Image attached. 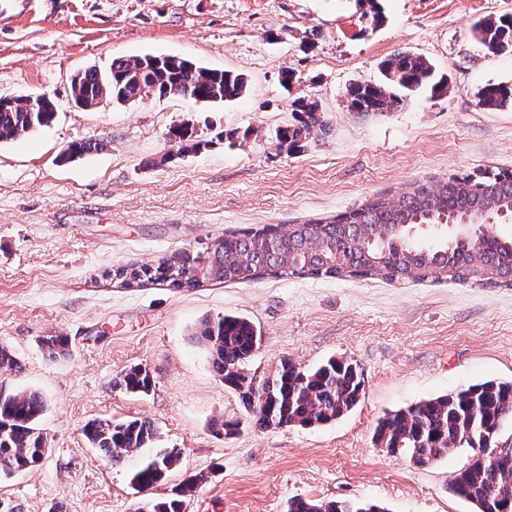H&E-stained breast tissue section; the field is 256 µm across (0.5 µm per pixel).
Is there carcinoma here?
Listing matches in <instances>:
<instances>
[{
	"instance_id": "carcinoma-1",
	"label": "carcinoma",
	"mask_w": 512,
	"mask_h": 512,
	"mask_svg": "<svg viewBox=\"0 0 512 512\" xmlns=\"http://www.w3.org/2000/svg\"><path fill=\"white\" fill-rule=\"evenodd\" d=\"M475 39L490 53L512 48V17H484L471 26ZM377 82L354 84L348 107L355 112H392L408 96L427 89L443 97L448 81L435 65L416 52H397L381 63ZM76 103L92 108L110 99L118 102L180 97L203 102H227L242 97L247 79L231 71L207 69L171 56L115 60L109 72L88 69L71 82ZM478 105L512 108V84L491 83L477 95ZM300 113L298 124L276 131L278 144L301 147L315 128L323 126L317 102L298 98L291 104ZM56 113L46 96L0 99V142H8L49 125ZM177 152L194 150L201 142L188 126L168 131ZM491 210L512 213V170L472 183L459 176L437 186L414 182L409 190L378 196L358 209L303 224L250 227L224 236L204 250H185L159 266L142 264L136 272L140 286L162 282L178 290L199 287L196 271L213 282L250 283L267 277L377 278L405 284L449 279L479 286L512 288V237L494 233L480 239L457 229L436 225L456 217L478 220ZM260 332L242 316L208 318L196 332L212 367L234 390L246 418L259 429L315 427L351 411L362 396L358 367L330 359L313 369L287 360L276 374L252 390L246 362L259 349ZM44 350L52 357L68 352V339L51 336ZM114 385L130 393H146L152 377L134 366L119 374ZM45 411L42 396L21 391L0 397V474L10 475L36 466L46 452L38 427ZM512 417V380L471 384L456 392L427 398L386 414L375 429L377 444L417 465L442 458L449 444L479 451L481 457L460 470L451 492L475 505L477 512H500V492L512 488V458L492 459V443L504 420ZM83 435L91 447L114 464L123 456L151 444L158 431L148 420L125 422L94 419ZM180 451L173 448L143 464L131 483L143 492L160 483L176 467ZM203 477L186 478L173 496L143 498L135 512H185V503ZM367 503L337 500L314 502L292 498L287 512H366Z\"/></svg>"
}]
</instances>
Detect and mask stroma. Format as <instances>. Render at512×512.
I'll use <instances>...</instances> for the list:
<instances>
[{"mask_svg": "<svg viewBox=\"0 0 512 512\" xmlns=\"http://www.w3.org/2000/svg\"><path fill=\"white\" fill-rule=\"evenodd\" d=\"M383 23L363 32L358 0H55L0 14V97L47 95L50 126L0 144V345L19 367L0 369V395L38 392L47 452L32 470L0 476V512H134L132 471L166 448L179 468L153 488L202 483L185 512H286L288 500H373L388 512H474L448 486L475 453L453 448L417 466L375 442L379 419L420 399L489 379H512V288L452 282L265 278L185 291L127 288L114 268L155 264L225 233L297 224L368 199L485 168L512 170V109L478 106L490 82H512V49L488 55L478 18L512 16V0H377ZM448 78L440 100L417 96L395 112L347 106L351 83L379 76L400 51ZM174 55L248 80L232 102L174 97L76 105L71 81L114 59ZM296 79L279 84L282 69ZM318 102L325 125L303 147L280 148L291 100ZM187 123L202 145L172 152L168 129ZM257 130L228 147L218 131ZM75 141L104 148L69 160ZM239 315L264 340L246 370L263 384L282 360L310 368L355 361L357 406L321 428L261 431L245 419L194 337L208 317ZM68 337L55 358L47 336ZM146 367L149 393L115 388ZM151 421L157 439L115 466L85 440L93 419ZM239 420L235 435L220 425Z\"/></svg>", "mask_w": 512, "mask_h": 512, "instance_id": "35a3bbf8", "label": "stroma"}]
</instances>
